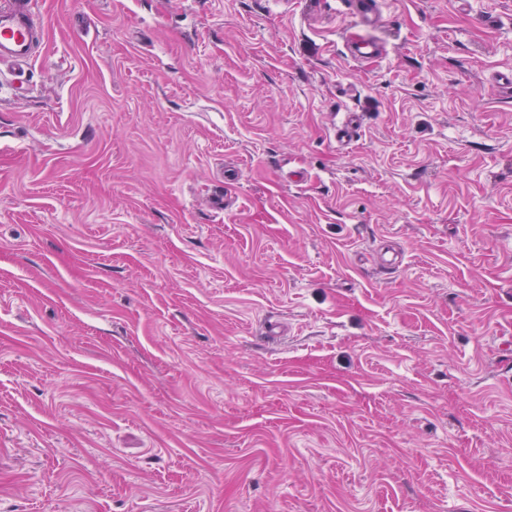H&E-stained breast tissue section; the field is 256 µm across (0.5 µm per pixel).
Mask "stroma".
I'll use <instances>...</instances> for the list:
<instances>
[{
    "label": "stroma",
    "mask_w": 512,
    "mask_h": 512,
    "mask_svg": "<svg viewBox=\"0 0 512 512\" xmlns=\"http://www.w3.org/2000/svg\"><path fill=\"white\" fill-rule=\"evenodd\" d=\"M40 10L0 512H512V0H386L370 63L339 0Z\"/></svg>",
    "instance_id": "stroma-1"
}]
</instances>
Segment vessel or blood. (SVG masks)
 Returning a JSON list of instances; mask_svg holds the SVG:
<instances>
[{"instance_id":"obj_1","label":"vessel or blood","mask_w":512,"mask_h":512,"mask_svg":"<svg viewBox=\"0 0 512 512\" xmlns=\"http://www.w3.org/2000/svg\"><path fill=\"white\" fill-rule=\"evenodd\" d=\"M343 12L350 18L345 44L354 60L368 61L385 54L370 30L384 23L383 0H344ZM44 41L37 0H0V63L33 60Z\"/></svg>"}]
</instances>
